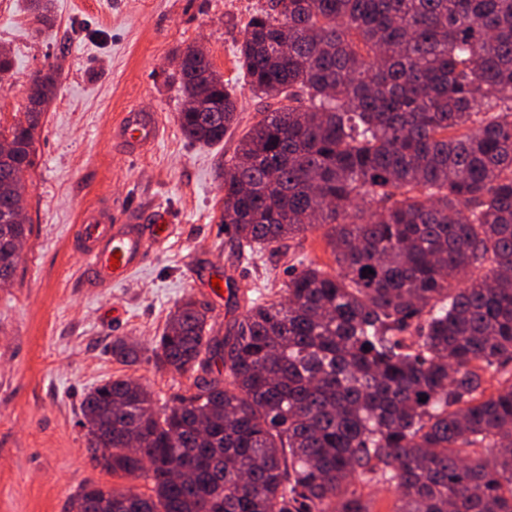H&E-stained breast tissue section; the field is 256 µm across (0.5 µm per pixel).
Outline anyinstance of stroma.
<instances>
[{"label":"stroma","instance_id":"1","mask_svg":"<svg viewBox=\"0 0 512 512\" xmlns=\"http://www.w3.org/2000/svg\"><path fill=\"white\" fill-rule=\"evenodd\" d=\"M267 4L54 0L45 20L27 0H0V50L12 60L0 76V125L24 112L31 74L52 64L61 72L25 175L32 233L13 282L0 286V512H69L85 482L146 490L144 479L91 464L80 424L84 394L121 377L172 401L189 381L157 369L152 347L183 297L207 308L211 333L221 337L249 299L279 294L301 263L334 269L322 231L242 257L222 223L217 169L264 107L239 69L241 32ZM190 45L206 51L237 100L238 121L214 146L179 128L184 97L174 74ZM132 110L155 114L161 126L157 146L141 157L111 137ZM96 205L133 207L147 221L158 211L175 219L173 236L146 266L109 288L87 287L72 245L73 225ZM216 276L224 282L219 297L207 288ZM118 338L142 349L137 364L113 358Z\"/></svg>","mask_w":512,"mask_h":512}]
</instances>
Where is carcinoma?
I'll return each instance as SVG.
<instances>
[{
    "label": "carcinoma",
    "mask_w": 512,
    "mask_h": 512,
    "mask_svg": "<svg viewBox=\"0 0 512 512\" xmlns=\"http://www.w3.org/2000/svg\"><path fill=\"white\" fill-rule=\"evenodd\" d=\"M239 63L265 106L224 164L222 221L249 254L323 228L338 272L292 273L221 338L177 304L153 353L185 394L117 378L81 401L92 463L148 491L87 482L71 512H370L371 482L392 512H512V0H269ZM176 75L184 136L223 141V76L191 46ZM58 86L57 65L33 74L0 128V280ZM363 492L371 499L373 511L389 512L393 510L396 495L393 488L387 485L376 484L365 487Z\"/></svg>",
    "instance_id": "1"
}]
</instances>
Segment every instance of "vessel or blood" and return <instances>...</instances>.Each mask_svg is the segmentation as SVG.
I'll return each mask as SVG.
<instances>
[{
    "label": "vessel or blood",
    "mask_w": 512,
    "mask_h": 512,
    "mask_svg": "<svg viewBox=\"0 0 512 512\" xmlns=\"http://www.w3.org/2000/svg\"><path fill=\"white\" fill-rule=\"evenodd\" d=\"M159 137L154 115L143 112L127 113L112 130L113 140L132 156L152 150ZM172 222V216L162 214L155 223H143L139 211L133 208L119 212L108 207L85 210L73 241L83 258L89 286L125 280L147 261L154 248L168 240Z\"/></svg>",
    "instance_id": "1"
}]
</instances>
